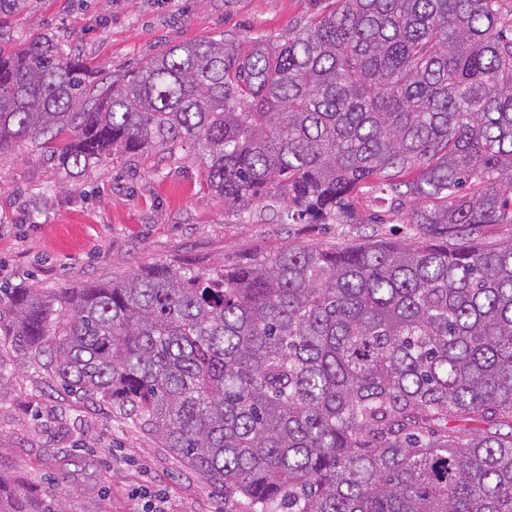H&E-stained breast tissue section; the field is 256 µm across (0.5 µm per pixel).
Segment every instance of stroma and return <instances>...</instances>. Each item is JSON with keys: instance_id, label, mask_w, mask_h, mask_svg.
I'll return each mask as SVG.
<instances>
[{"instance_id": "1", "label": "stroma", "mask_w": 512, "mask_h": 512, "mask_svg": "<svg viewBox=\"0 0 512 512\" xmlns=\"http://www.w3.org/2000/svg\"><path fill=\"white\" fill-rule=\"evenodd\" d=\"M323 0H34L15 44L48 35L103 77L135 71L169 45L222 39L240 54L277 48ZM278 191L225 207L189 150L119 153L71 177L24 142L0 155V284L53 292L178 259L241 263L284 247L415 242L404 210L361 197L353 224L281 223ZM0 475L69 512H224V494L111 406L75 399L51 372L0 348Z\"/></svg>"}]
</instances>
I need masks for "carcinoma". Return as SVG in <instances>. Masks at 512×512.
I'll list each match as a JSON object with an SVG mask.
<instances>
[{"label":"carcinoma","instance_id":"obj_1","mask_svg":"<svg viewBox=\"0 0 512 512\" xmlns=\"http://www.w3.org/2000/svg\"><path fill=\"white\" fill-rule=\"evenodd\" d=\"M332 5L274 51L178 43L107 81L51 38L0 51V154L71 172L185 144L228 207L277 187L283 222L348 221L368 187L425 239L0 287V345L153 432L224 512H512V239L477 241L512 224V8ZM0 512L68 510L0 484Z\"/></svg>","mask_w":512,"mask_h":512}]
</instances>
